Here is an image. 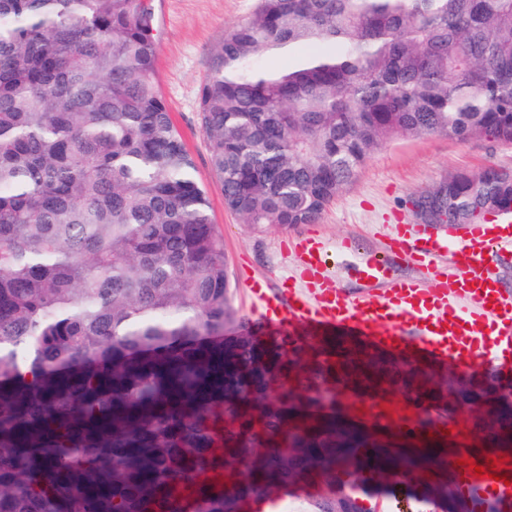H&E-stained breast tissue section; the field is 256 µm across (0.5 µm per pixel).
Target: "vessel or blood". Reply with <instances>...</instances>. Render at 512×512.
I'll use <instances>...</instances> for the list:
<instances>
[{
  "instance_id": "obj_1",
  "label": "vessel or blood",
  "mask_w": 512,
  "mask_h": 512,
  "mask_svg": "<svg viewBox=\"0 0 512 512\" xmlns=\"http://www.w3.org/2000/svg\"><path fill=\"white\" fill-rule=\"evenodd\" d=\"M289 246L299 259V278L306 290L301 293L289 285L280 298L250 281L262 323L299 327L346 350L354 337L368 336L389 349L450 359L466 370L512 357V300L504 297L492 273L496 260L512 256L510 217L468 225L453 246L447 237L395 225L387 257L371 256L354 268L360 279L382 286V295L373 299H351L333 289L315 238L299 236ZM395 259L427 269V283L396 277L391 267ZM419 418L418 412H405L395 416L393 425L401 437L419 441ZM447 463L466 493L512 500V463L494 462L489 453L474 456L469 467L453 456ZM480 465L492 467L493 477H477L474 469Z\"/></svg>"
}]
</instances>
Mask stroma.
I'll return each instance as SVG.
<instances>
[{"instance_id":"obj_1","label":"stroma","mask_w":512,"mask_h":512,"mask_svg":"<svg viewBox=\"0 0 512 512\" xmlns=\"http://www.w3.org/2000/svg\"><path fill=\"white\" fill-rule=\"evenodd\" d=\"M257 0H155L158 65L156 80L173 122L193 162L194 179L210 203L213 223L224 237V262L231 285L230 303L242 324L259 321L247 280H263L279 291L296 275L298 259L288 242L310 234L324 246L335 285L345 295L363 293L349 266L366 256L388 253L392 228L417 224L415 200L431 195L448 176L477 173L489 166L512 169V143L485 139L451 140L443 135L398 137L387 141L367 161L358 178L322 213L317 223L295 226L243 224L224 207V196L211 165L198 100L210 73L211 51L225 30L247 19ZM351 251H344L343 241Z\"/></svg>"}]
</instances>
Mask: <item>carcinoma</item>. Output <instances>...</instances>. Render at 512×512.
Returning a JSON list of instances; mask_svg holds the SVG:
<instances>
[{
  "label": "carcinoma",
  "mask_w": 512,
  "mask_h": 512,
  "mask_svg": "<svg viewBox=\"0 0 512 512\" xmlns=\"http://www.w3.org/2000/svg\"><path fill=\"white\" fill-rule=\"evenodd\" d=\"M287 69L261 59L297 52ZM153 0H0V512H311L466 499L430 455L363 423L357 360L288 333L226 335L224 238L156 82ZM201 128L244 224H314L396 137L512 143V0H259L211 52ZM448 223L512 212L498 170L457 173ZM385 396L448 382L380 367ZM508 395L463 384L440 417Z\"/></svg>",
  "instance_id": "1"
}]
</instances>
